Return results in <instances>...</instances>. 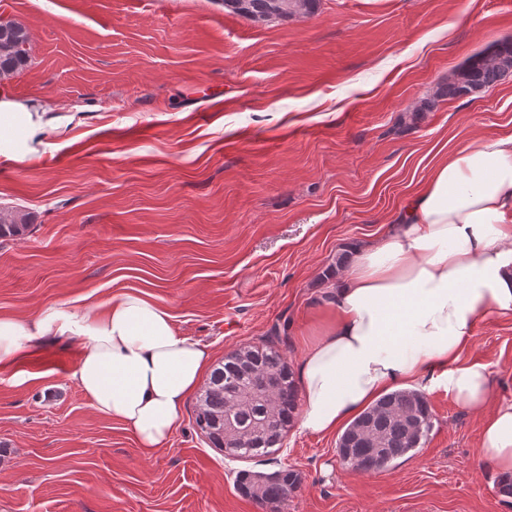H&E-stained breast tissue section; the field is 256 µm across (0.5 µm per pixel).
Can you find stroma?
<instances>
[{
    "mask_svg": "<svg viewBox=\"0 0 512 512\" xmlns=\"http://www.w3.org/2000/svg\"><path fill=\"white\" fill-rule=\"evenodd\" d=\"M1 17L28 28L30 61L0 91L64 122L36 157L0 156V207L33 224L0 239V316L135 292L213 360L271 341L296 362L337 253L390 235L444 153L512 134V76L435 97L512 40V0H321L266 24L218 0H0ZM83 345L39 336L0 361V512H265L236 474L280 469L302 477L284 512H512L480 416L444 388L425 390L429 440L382 472L295 427L269 457L227 459L192 398L146 457L77 386ZM462 359L512 402L511 319L478 318Z\"/></svg>",
    "mask_w": 512,
    "mask_h": 512,
    "instance_id": "stroma-1",
    "label": "stroma"
}]
</instances>
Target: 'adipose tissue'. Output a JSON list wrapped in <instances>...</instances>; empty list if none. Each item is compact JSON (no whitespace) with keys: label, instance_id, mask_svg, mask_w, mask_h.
Wrapping results in <instances>:
<instances>
[{"label":"adipose tissue","instance_id":"adipose-tissue-1","mask_svg":"<svg viewBox=\"0 0 512 512\" xmlns=\"http://www.w3.org/2000/svg\"><path fill=\"white\" fill-rule=\"evenodd\" d=\"M58 125L45 107L0 99V155L14 153V131L35 143ZM396 222L391 237L355 246L299 357L298 426L331 434L382 394L435 383L483 413L479 454L511 476L512 403L493 404L488 365L461 355L480 316L512 318V135L442 157ZM46 334L84 338L78 387L146 456L166 445L211 359L177 334L170 312L136 293L101 310L62 305L26 323L0 317V361Z\"/></svg>","mask_w":512,"mask_h":512}]
</instances>
